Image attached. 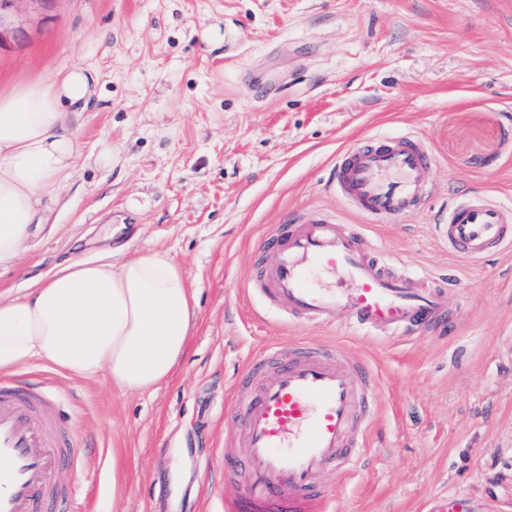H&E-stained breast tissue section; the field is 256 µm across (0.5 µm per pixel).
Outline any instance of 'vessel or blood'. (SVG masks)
I'll return each mask as SVG.
<instances>
[{
  "label": "vessel or blood",
  "instance_id": "1",
  "mask_svg": "<svg viewBox=\"0 0 512 512\" xmlns=\"http://www.w3.org/2000/svg\"><path fill=\"white\" fill-rule=\"evenodd\" d=\"M433 165L419 137L376 135L337 153L329 187L366 217H409L426 197ZM434 224L440 240L468 261L512 247L511 202L459 193ZM264 244L276 261L252 290L288 324L331 328L342 320L362 336L406 339L448 319L442 280L391 271L364 234L325 210L281 226ZM270 357L262 351L236 384L239 454L225 471L244 474L245 488L230 512H334L335 498L320 478L328 469L351 471L364 452L376 378L362 361L339 356L334 344L300 342L249 390ZM72 454L55 401L33 382L0 379V458L10 462L0 470V512H61L66 494L52 473ZM426 512L471 507L444 493Z\"/></svg>",
  "mask_w": 512,
  "mask_h": 512
}]
</instances>
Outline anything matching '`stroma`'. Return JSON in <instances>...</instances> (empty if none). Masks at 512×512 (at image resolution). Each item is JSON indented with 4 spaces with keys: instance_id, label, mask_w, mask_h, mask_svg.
Segmentation results:
<instances>
[{
    "instance_id": "stroma-1",
    "label": "stroma",
    "mask_w": 512,
    "mask_h": 512,
    "mask_svg": "<svg viewBox=\"0 0 512 512\" xmlns=\"http://www.w3.org/2000/svg\"><path fill=\"white\" fill-rule=\"evenodd\" d=\"M74 68L97 76L74 175L0 267V297L116 247L168 253L196 296L188 352L155 391L25 366L77 448L55 473L76 512H224L244 488L224 475L235 377L265 347L322 340L378 383L367 454L322 477L340 512H422L441 492L512 512V249L464 261L433 224L457 192L512 201V0H45L0 51V91ZM399 133L431 150L433 192L413 217L365 219L330 169ZM315 208L397 272L446 278L448 325L404 342L255 320L250 285L275 261L262 240Z\"/></svg>"
}]
</instances>
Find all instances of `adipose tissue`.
Here are the masks:
<instances>
[{"mask_svg":"<svg viewBox=\"0 0 512 512\" xmlns=\"http://www.w3.org/2000/svg\"><path fill=\"white\" fill-rule=\"evenodd\" d=\"M95 86L75 69L0 92V265L45 221L46 192L72 176ZM194 305L183 271L162 251L67 263L22 298L0 299V371L39 358L75 378L106 374L124 392L157 389L188 349Z\"/></svg>","mask_w":512,"mask_h":512,"instance_id":"ef3b65f1","label":"adipose tissue"}]
</instances>
